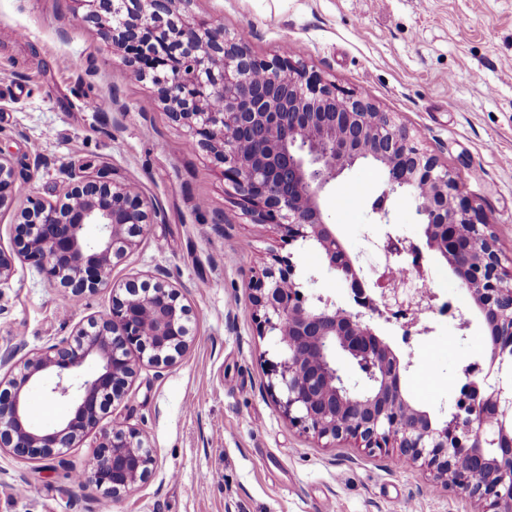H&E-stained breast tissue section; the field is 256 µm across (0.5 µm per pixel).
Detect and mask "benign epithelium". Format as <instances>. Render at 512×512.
<instances>
[{
	"mask_svg": "<svg viewBox=\"0 0 512 512\" xmlns=\"http://www.w3.org/2000/svg\"><path fill=\"white\" fill-rule=\"evenodd\" d=\"M77 2L83 11L74 17L94 24L102 41L123 53L117 72L133 68L151 78L169 119L188 129L192 149L220 170L253 223L274 226L285 244L314 245L326 272L349 290L347 307L304 292L289 255L273 256L253 279L259 334L278 346L269 372L288 420L331 441L393 446L401 459L421 461L437 478L488 501L490 512H512V397L492 386L489 374L467 369V396L447 421L432 424L402 389L411 362H401L373 323L394 320L409 331L432 309L429 293L389 279L405 256L421 265L420 246L386 235L387 263L369 283L322 210L327 188L361 163L383 172L384 190L372 206L381 223H390V197L408 193L426 248L448 264L488 327L491 371L512 356V271L503 269L487 219L461 195L448 168L369 98L337 87L284 48L258 58L241 34L177 13L175 0ZM21 177L0 155V208ZM28 203L17 215L12 251L0 248V283L18 259L73 298L112 292L109 312L78 324L72 339L37 352L19 344L0 356V369L8 368L0 385L10 391L0 397V451L56 460L99 426L142 365L167 367L183 355L193 328L187 305L167 282L141 291L112 280L114 261L136 245L157 209L108 169L89 166L61 184L57 201ZM341 357L362 378L347 377ZM46 378V396L71 411L41 426L31 418L26 387ZM155 462L140 432L113 425L101 430L79 484L118 498L145 482Z\"/></svg>",
	"mask_w": 512,
	"mask_h": 512,
	"instance_id": "benign-epithelium-1",
	"label": "benign epithelium"
}]
</instances>
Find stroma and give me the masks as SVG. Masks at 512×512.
Instances as JSON below:
<instances>
[{"instance_id": "stroma-1", "label": "stroma", "mask_w": 512, "mask_h": 512, "mask_svg": "<svg viewBox=\"0 0 512 512\" xmlns=\"http://www.w3.org/2000/svg\"><path fill=\"white\" fill-rule=\"evenodd\" d=\"M74 0H0V154L33 172L0 209V248L28 198L56 189L86 165L106 167L158 209L112 279L152 281L163 273L191 310L188 353L167 368L142 367L103 426L139 431L157 457L150 478L108 502L74 482L92 460L90 432L62 461L0 452V512H482L483 505L425 467L401 464L392 448L332 444L293 425L280 407L266 361L273 337L259 335L251 278L273 255H291L306 293L342 298L320 273L309 244L284 246L252 223L209 158L189 148L187 129L168 119L150 80L117 76L120 56L95 27H74ZM184 11L247 34L254 55L288 47L337 86L370 98L452 171L461 192L491 224L512 266V0H186ZM356 195H349L350 187ZM382 173L355 167L323 200L328 220L365 275L370 243L386 233L423 243L414 206L399 194L390 223L372 211ZM437 300L458 317L434 315L425 333L399 323L379 332L411 366L402 386L414 405L445 419L464 371L486 366V328L441 258L424 259ZM317 282H309V275ZM106 291L71 305L69 293L20 263L0 284V353L17 343L41 350L71 337L78 321L105 313ZM469 318L460 327V318Z\"/></svg>"}]
</instances>
